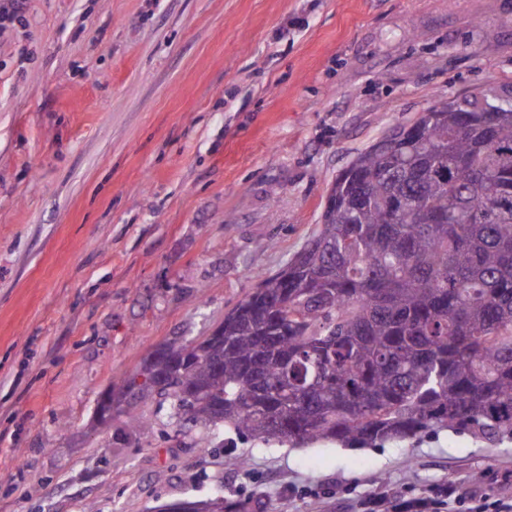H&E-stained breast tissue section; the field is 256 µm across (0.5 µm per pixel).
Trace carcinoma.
<instances>
[{
    "instance_id": "1",
    "label": "carcinoma",
    "mask_w": 512,
    "mask_h": 512,
    "mask_svg": "<svg viewBox=\"0 0 512 512\" xmlns=\"http://www.w3.org/2000/svg\"><path fill=\"white\" fill-rule=\"evenodd\" d=\"M336 176V214L140 400L262 445L512 435V112H431ZM149 435L145 414L127 412Z\"/></svg>"
}]
</instances>
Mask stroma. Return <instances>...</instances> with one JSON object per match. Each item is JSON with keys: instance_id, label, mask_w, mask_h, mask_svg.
Segmentation results:
<instances>
[{"instance_id": "35a3bbf8", "label": "stroma", "mask_w": 512, "mask_h": 512, "mask_svg": "<svg viewBox=\"0 0 512 512\" xmlns=\"http://www.w3.org/2000/svg\"><path fill=\"white\" fill-rule=\"evenodd\" d=\"M486 91L512 101V0H27L0 31V512L512 497V437L470 427L263 446L154 402L150 437L96 423L301 250L358 153Z\"/></svg>"}]
</instances>
